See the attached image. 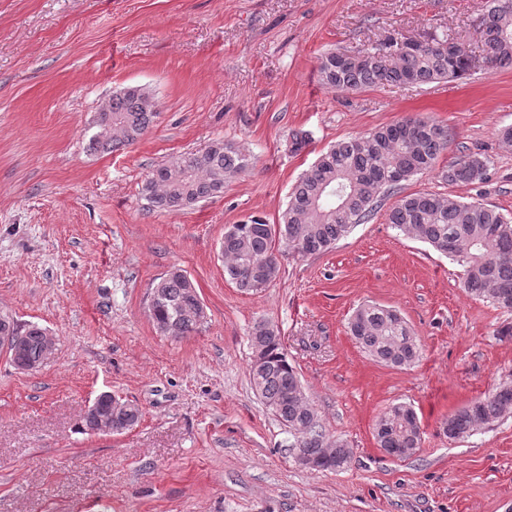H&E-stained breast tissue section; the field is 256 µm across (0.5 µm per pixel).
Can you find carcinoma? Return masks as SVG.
Listing matches in <instances>:
<instances>
[{
	"mask_svg": "<svg viewBox=\"0 0 512 512\" xmlns=\"http://www.w3.org/2000/svg\"><path fill=\"white\" fill-rule=\"evenodd\" d=\"M477 57L463 48L449 29L424 36L418 49L385 54L396 46L392 35L383 48H363L340 58L337 51L320 55L317 77L337 92L357 91L378 84L421 85L461 79L472 73V63L512 67V0H481ZM156 99L139 86L112 94L97 113L95 126L104 134L90 137L88 148L111 152L137 142L158 117ZM448 149V129L425 116H410L394 124L343 140L323 152L312 169L292 187L279 222L253 217L224 232V275L245 293H258L276 279L278 261L273 242L279 238L299 256L322 253L356 224L371 220L383 197L402 189L418 175L434 173L444 183L482 181L486 163L463 154L448 168H438ZM250 159L220 139L207 149L186 153L148 174L143 192L151 207L160 210L190 208L218 197L224 185L246 170ZM386 221L400 234L420 240L448 256L460 267L464 292L486 300L507 315L496 336L512 341V219L495 207L464 202L447 195L416 192L401 197L387 212ZM160 289L150 317L167 334L174 322L184 336L199 329L197 289L180 268L157 278ZM349 331L359 347L386 366L407 368L421 354L419 341L401 313L377 304H363L352 314ZM22 336V358L32 365L43 359L47 330L37 323H20L0 314V335ZM251 336L265 348L260 364L251 363V383L291 436L290 450L300 448L316 459L323 471L343 470L352 449L330 437L312 404L294 396L301 387L295 366L288 360L279 331L267 322L255 323ZM512 419V382L503 383L448 415L444 433L464 439L479 429H492ZM423 431L412 407L393 404L375 426V439L386 454L409 458L421 447Z\"/></svg>",
	"mask_w": 512,
	"mask_h": 512,
	"instance_id": "cac0c4a2",
	"label": "carcinoma"
}]
</instances>
